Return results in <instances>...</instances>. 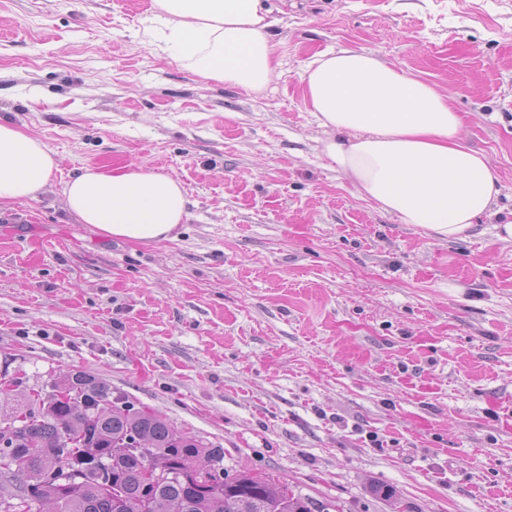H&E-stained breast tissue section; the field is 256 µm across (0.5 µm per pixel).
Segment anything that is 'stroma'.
I'll use <instances>...</instances> for the list:
<instances>
[{
	"label": "stroma",
	"instance_id": "35a3bbf8",
	"mask_svg": "<svg viewBox=\"0 0 512 512\" xmlns=\"http://www.w3.org/2000/svg\"><path fill=\"white\" fill-rule=\"evenodd\" d=\"M268 3L278 76L254 95L145 42L153 0H0V123L57 161L0 205V365L93 374L337 512H512V0ZM341 49L461 113L500 182L465 238L400 223L318 152L305 70ZM131 161L182 183L178 238L67 210L82 167Z\"/></svg>",
	"mask_w": 512,
	"mask_h": 512
}]
</instances>
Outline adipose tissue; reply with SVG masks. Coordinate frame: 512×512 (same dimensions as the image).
Instances as JSON below:
<instances>
[{
	"instance_id": "obj_1",
	"label": "adipose tissue",
	"mask_w": 512,
	"mask_h": 512,
	"mask_svg": "<svg viewBox=\"0 0 512 512\" xmlns=\"http://www.w3.org/2000/svg\"><path fill=\"white\" fill-rule=\"evenodd\" d=\"M269 13L265 0H155L144 35L203 79L259 94L277 68L265 33ZM304 81L324 132L318 150L360 197L442 240L464 238L491 212L498 179L489 160L463 143V119L436 86L354 50L319 55ZM54 168L40 139L0 123V202L34 197ZM63 195L80 223L141 244L177 238L187 215L180 182L137 163L83 168Z\"/></svg>"
}]
</instances>
